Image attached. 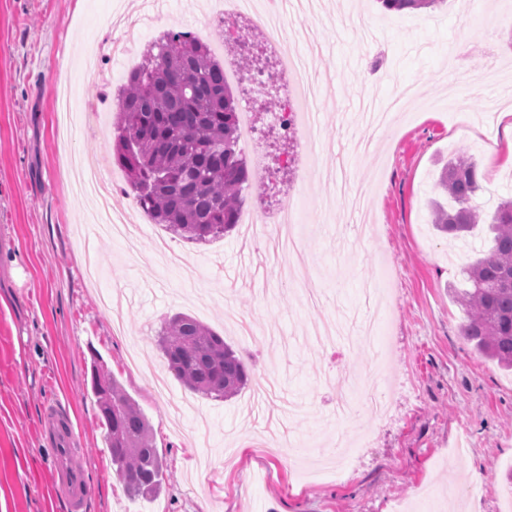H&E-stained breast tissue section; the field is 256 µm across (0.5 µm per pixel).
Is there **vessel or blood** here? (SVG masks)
<instances>
[{
    "label": "vessel or blood",
    "instance_id": "1",
    "mask_svg": "<svg viewBox=\"0 0 512 512\" xmlns=\"http://www.w3.org/2000/svg\"><path fill=\"white\" fill-rule=\"evenodd\" d=\"M46 425L57 445L53 462L57 487L68 498L71 512H82L88 492L80 467L82 451L75 448L69 422L59 410H52L48 414Z\"/></svg>",
    "mask_w": 512,
    "mask_h": 512
}]
</instances>
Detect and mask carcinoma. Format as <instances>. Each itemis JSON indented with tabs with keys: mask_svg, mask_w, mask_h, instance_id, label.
Instances as JSON below:
<instances>
[{
	"mask_svg": "<svg viewBox=\"0 0 512 512\" xmlns=\"http://www.w3.org/2000/svg\"><path fill=\"white\" fill-rule=\"evenodd\" d=\"M387 11L430 8L440 0H379ZM238 100L224 84V67L210 48L186 33H168L131 71L118 98L113 151L137 201L156 224L197 242L221 237L236 225L250 173L239 147ZM438 187L447 203H430L431 223L457 238L488 224L492 245L459 275L454 289L464 309L461 326L482 355L512 369V200H500L481 218L476 161L457 154L443 165ZM160 346L168 369L187 388L229 399L249 381L243 358L216 332L187 315L165 322ZM91 388L106 426L112 465L128 494L153 496L164 462L151 427L113 376L93 365Z\"/></svg>",
	"mask_w": 512,
	"mask_h": 512,
	"instance_id": "obj_1",
	"label": "carcinoma"
}]
</instances>
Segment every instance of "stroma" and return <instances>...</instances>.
<instances>
[{
  "mask_svg": "<svg viewBox=\"0 0 512 512\" xmlns=\"http://www.w3.org/2000/svg\"><path fill=\"white\" fill-rule=\"evenodd\" d=\"M347 2L322 0L321 12L287 19L317 36L316 67L340 97L319 117V162L370 186L365 219L378 231L351 238L335 187L313 184L309 203L322 220L303 227L308 277L297 281L240 262L244 238L255 254L268 246L243 224L192 243L151 222L134 248L77 235L92 204L72 191L70 159L112 154L115 104L132 69L104 51L87 56L82 37L93 30L109 42L124 22L142 20L145 0H0V512H71L55 491L56 451L43 426L52 406L69 418L84 455V512H512V370L462 336L453 290L470 247L438 232L428 211L443 164L462 151L479 166V202L512 196L502 118L512 88L487 112L479 81L489 65L512 67V0H484L479 16L459 0L403 12L358 0L374 21L365 29L338 22ZM207 4L159 0L164 26L145 42L166 29L195 30ZM381 80L414 86L431 109L401 113L375 134L360 110L368 99L387 102ZM64 88L96 110L89 129L69 130L58 110ZM253 121L261 139L244 150L246 204L271 211L296 194L295 170L282 169L272 189L253 159L294 148L271 113ZM157 236L183 255L181 268L158 264ZM89 251L105 271L96 285L86 279ZM383 271L392 280L384 348L354 343L332 356L312 325L354 319ZM178 313L245 357L251 381L239 395L206 398L171 375L167 398L155 394L151 375L167 368L158 331ZM96 354L152 425L165 462L156 496L124 494L112 467L90 386ZM330 377L387 383L389 414L337 419ZM341 434L365 436L364 447L341 461V475L300 483L289 444L330 448ZM475 471L495 498H456Z\"/></svg>",
  "mask_w": 512,
  "mask_h": 512,
  "instance_id": "35a3bbf8",
  "label": "stroma"
}]
</instances>
